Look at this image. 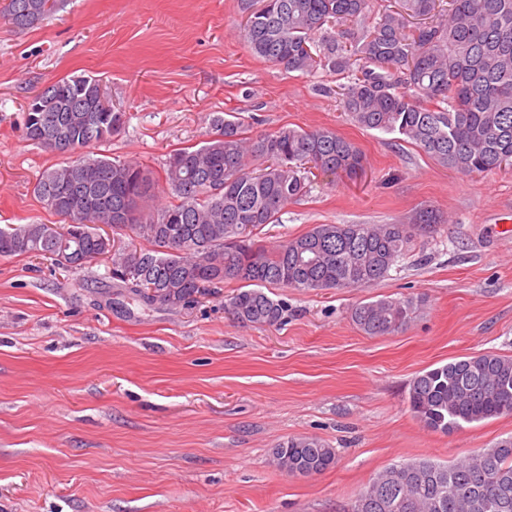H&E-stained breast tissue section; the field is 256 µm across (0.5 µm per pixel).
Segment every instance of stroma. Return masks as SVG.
<instances>
[{
	"mask_svg": "<svg viewBox=\"0 0 512 512\" xmlns=\"http://www.w3.org/2000/svg\"><path fill=\"white\" fill-rule=\"evenodd\" d=\"M242 0H63L39 25L0 24V227L56 224L34 192L62 155L24 133L26 103L65 77L99 79L125 123L93 156L132 160L171 201L174 150L213 116L250 135L330 128L363 153L355 176H312L259 236L316 224H396L429 209L388 276L362 289L267 287L274 326L224 308L237 287L171 309L146 307L108 276L51 259L0 257V512H347L378 471L451 463L512 436V415L431 430L412 413L415 376L463 356H512V169L464 176L393 135L352 123L335 76L250 54ZM384 296L422 302L407 326L371 337L351 319ZM318 438L335 464L311 477L271 461L287 438Z\"/></svg>",
	"mask_w": 512,
	"mask_h": 512,
	"instance_id": "1",
	"label": "stroma"
}]
</instances>
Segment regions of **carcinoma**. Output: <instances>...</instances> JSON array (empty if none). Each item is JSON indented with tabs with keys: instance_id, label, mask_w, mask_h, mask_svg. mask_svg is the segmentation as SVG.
<instances>
[{
	"instance_id": "carcinoma-1",
	"label": "carcinoma",
	"mask_w": 512,
	"mask_h": 512,
	"mask_svg": "<svg viewBox=\"0 0 512 512\" xmlns=\"http://www.w3.org/2000/svg\"><path fill=\"white\" fill-rule=\"evenodd\" d=\"M56 0H0V20L24 30ZM368 0H262L241 31L252 56L291 72L345 79L342 110L362 128L393 134L462 175L512 166V0H397L375 13ZM99 80L74 76L44 88L43 112L25 113V135L51 153L57 122L77 158L45 170L34 192L62 224L0 227V256H44L63 268L112 262L146 305L182 307L236 280L224 308L254 325L281 321L283 303L266 285L301 290L368 288L385 278L411 239L434 222L420 211L406 224H316L267 248L257 230L278 221L307 192L312 170L356 173L359 149L327 128H280L246 136L239 113L217 115L205 141L172 154L165 182L173 201L146 205L154 182L142 166L80 151L106 140L124 114L106 112ZM129 230L150 248L119 251L98 228ZM411 297L358 304L354 324L384 336L408 323ZM409 407L427 427L512 414V356L463 357L417 375ZM273 461L292 475L330 468L336 449L309 436L279 443ZM347 512H512V437L451 464L418 459L379 471Z\"/></svg>"
}]
</instances>
